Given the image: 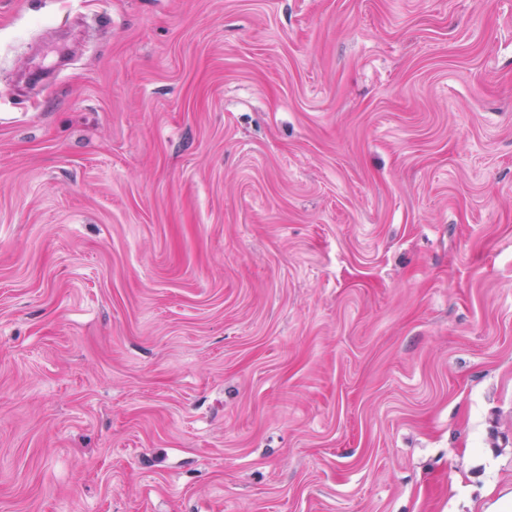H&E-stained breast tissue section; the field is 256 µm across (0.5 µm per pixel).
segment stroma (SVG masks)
I'll use <instances>...</instances> for the list:
<instances>
[{
	"label": "stroma",
	"instance_id": "1",
	"mask_svg": "<svg viewBox=\"0 0 512 512\" xmlns=\"http://www.w3.org/2000/svg\"><path fill=\"white\" fill-rule=\"evenodd\" d=\"M0 512H512V0H0Z\"/></svg>",
	"mask_w": 512,
	"mask_h": 512
}]
</instances>
